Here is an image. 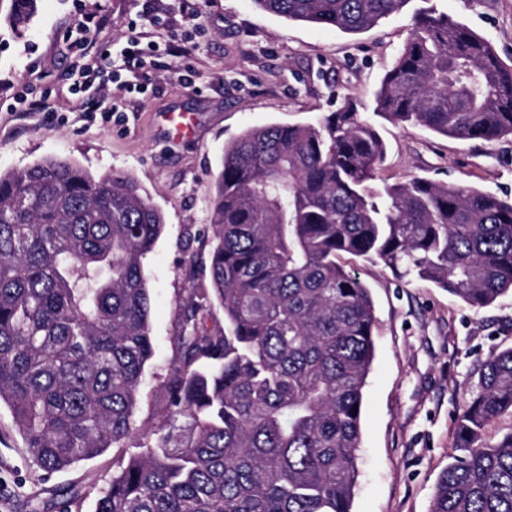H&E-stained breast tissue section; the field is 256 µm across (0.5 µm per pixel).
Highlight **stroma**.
Listing matches in <instances>:
<instances>
[{
	"label": "stroma",
	"instance_id": "obj_1",
	"mask_svg": "<svg viewBox=\"0 0 512 512\" xmlns=\"http://www.w3.org/2000/svg\"><path fill=\"white\" fill-rule=\"evenodd\" d=\"M151 8L155 24L142 21ZM436 11L512 56V0H409L363 34L291 22L251 0H40L25 37L0 13V171L58 157L93 175L131 176L165 217L144 268L154 356L136 420H161L158 397L177 360L186 289L208 284L210 205L224 145L249 128L317 122L344 99L372 113L374 93L406 41L415 13ZM138 40L144 64L71 92L75 72L98 71L113 50ZM188 75L190 84L178 82ZM39 101L24 111L22 99ZM115 120L90 119L99 105ZM182 112L186 137L166 131ZM388 151L380 174L477 187L512 198V137L446 138L378 121ZM378 321L362 415L353 512H430L453 461L457 416L491 355L512 348V292L478 308L433 284L358 262ZM116 450L44 476L0 408V512H30L28 499L76 481L104 484Z\"/></svg>",
	"mask_w": 512,
	"mask_h": 512
}]
</instances>
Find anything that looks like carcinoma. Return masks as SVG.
Here are the masks:
<instances>
[{
    "label": "carcinoma",
    "mask_w": 512,
    "mask_h": 512,
    "mask_svg": "<svg viewBox=\"0 0 512 512\" xmlns=\"http://www.w3.org/2000/svg\"><path fill=\"white\" fill-rule=\"evenodd\" d=\"M22 38L38 0H7ZM409 0H252L361 34ZM373 114L464 140L512 136V58L448 14L414 15ZM386 146L347 101L316 123L251 128L224 147L209 287L183 302L167 417L135 414L153 356L143 260L164 218L129 176L60 158L0 172V405L50 475L123 449L103 486L53 490L31 512H352L377 326L342 264L381 261L473 307L512 292V200L378 176ZM224 309V332L204 319ZM512 348L483 365L430 512H512Z\"/></svg>",
    "instance_id": "obj_1"
}]
</instances>
